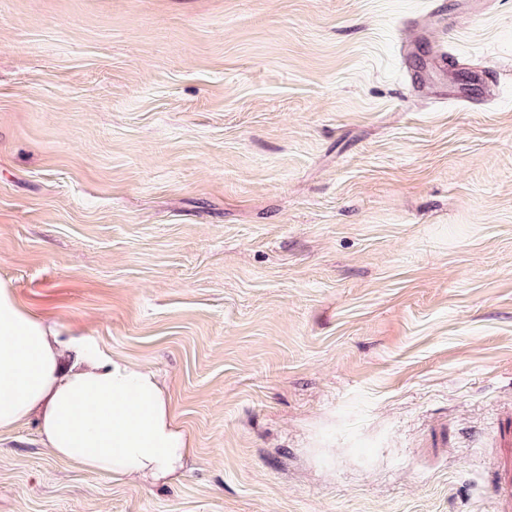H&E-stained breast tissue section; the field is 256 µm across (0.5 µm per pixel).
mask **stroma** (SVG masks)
I'll use <instances>...</instances> for the list:
<instances>
[{"instance_id": "35a3bbf8", "label": "stroma", "mask_w": 512, "mask_h": 512, "mask_svg": "<svg viewBox=\"0 0 512 512\" xmlns=\"http://www.w3.org/2000/svg\"><path fill=\"white\" fill-rule=\"evenodd\" d=\"M454 2L0 0V279L194 444L115 480L30 418L0 512H503L512 0L398 52ZM416 53L427 54L435 68L448 67V51L444 43L432 42L425 37L418 28H415L401 47V55L407 63Z\"/></svg>"}]
</instances>
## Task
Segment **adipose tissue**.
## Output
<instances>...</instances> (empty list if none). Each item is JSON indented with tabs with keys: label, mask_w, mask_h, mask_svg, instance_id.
<instances>
[{
	"label": "adipose tissue",
	"mask_w": 512,
	"mask_h": 512,
	"mask_svg": "<svg viewBox=\"0 0 512 512\" xmlns=\"http://www.w3.org/2000/svg\"><path fill=\"white\" fill-rule=\"evenodd\" d=\"M32 416L52 455L115 479H166L193 448L156 372L63 341L0 279V432Z\"/></svg>",
	"instance_id": "ef3b65f1"
}]
</instances>
